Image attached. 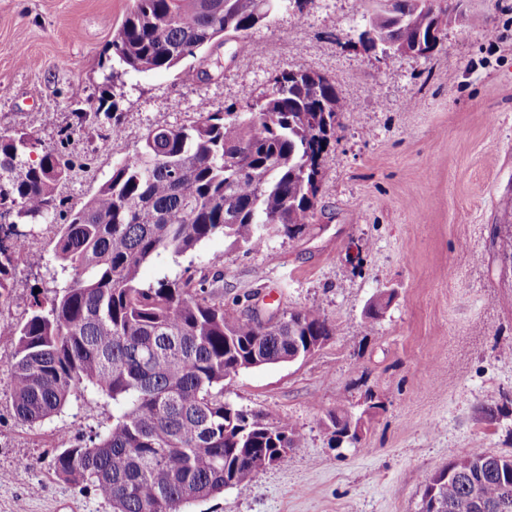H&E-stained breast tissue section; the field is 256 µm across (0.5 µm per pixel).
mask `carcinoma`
<instances>
[{
    "label": "carcinoma",
    "instance_id": "carcinoma-1",
    "mask_svg": "<svg viewBox=\"0 0 512 512\" xmlns=\"http://www.w3.org/2000/svg\"><path fill=\"white\" fill-rule=\"evenodd\" d=\"M289 0H132L113 32L108 61L121 73L181 68L224 40L240 41ZM385 40L435 33L448 11L420 0H384L369 14ZM252 101L213 112L200 105L189 126L149 130L141 145L112 164V174L65 224L56 225L45 289L32 294L24 319L0 320V357L10 360L11 396L30 426L92 390L112 400V423L85 444L59 449L54 473L91 489L113 512H186L191 502L242 488L279 448L299 447L291 422L250 413L224 400V382L277 363L318 336L332 335L320 310L284 311L269 325L210 297L219 276H164L145 284L144 264L180 258L222 235L259 250L273 235L299 233L311 222L323 157L336 138L339 113L351 106L332 81L310 72L272 76ZM83 90L71 91L79 124L105 117L98 147L121 134L120 113L84 112ZM270 114L259 122L255 114ZM69 165L24 131H0V311L10 306L15 277L29 262L21 230L45 224L57 211ZM437 486L452 505L476 480L484 512L512 504V457L476 448Z\"/></svg>",
    "mask_w": 512,
    "mask_h": 512
}]
</instances>
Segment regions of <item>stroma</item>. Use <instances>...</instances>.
I'll return each mask as SVG.
<instances>
[{
	"instance_id": "1",
	"label": "stroma",
	"mask_w": 512,
	"mask_h": 512,
	"mask_svg": "<svg viewBox=\"0 0 512 512\" xmlns=\"http://www.w3.org/2000/svg\"><path fill=\"white\" fill-rule=\"evenodd\" d=\"M132 0H0V129L24 130L70 165L52 218L65 223L140 146L148 129L197 121L255 98L285 69L327 76L351 103L322 164L315 215L259 250L214 237L190 256L141 269L143 282L221 271L212 296L251 313L317 308L334 328L316 353L241 372L224 398L292 421L300 445L244 489L189 512H419L430 478L482 448L512 456V0H449L448 27L425 57L361 40L363 0H303L247 39L205 53L199 82L176 71L110 79L105 52ZM84 111L116 105L122 136L97 152ZM52 230L15 279L20 318L51 264ZM395 296L384 314L370 302ZM363 417L357 443L331 441L329 413ZM112 406L87 397L33 426L13 410L0 361V512H112L59 478L63 442L103 431Z\"/></svg>"
}]
</instances>
